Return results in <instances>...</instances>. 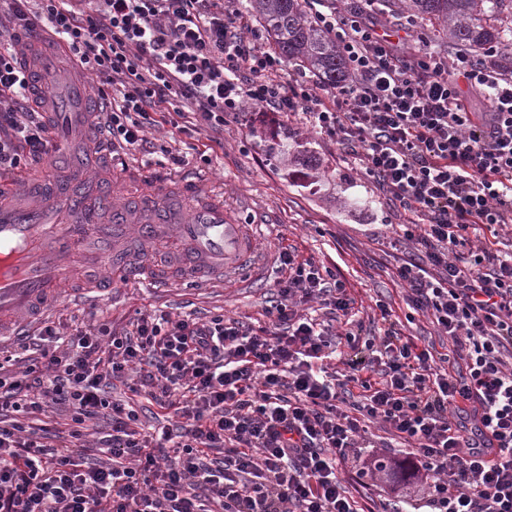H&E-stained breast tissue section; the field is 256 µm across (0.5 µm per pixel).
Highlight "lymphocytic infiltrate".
Masks as SVG:
<instances>
[{
    "label": "lymphocytic infiltrate",
    "mask_w": 512,
    "mask_h": 512,
    "mask_svg": "<svg viewBox=\"0 0 512 512\" xmlns=\"http://www.w3.org/2000/svg\"><path fill=\"white\" fill-rule=\"evenodd\" d=\"M0 46V172L39 170L58 127L31 94L21 35L44 25L64 60L99 80L86 123L134 151L147 129L223 128L256 109L264 123L303 114L404 211L394 242L414 246L397 276L406 303L445 334L451 354L413 338L341 332L329 370L328 326L298 314L318 300L349 313L341 280L281 249L267 327L217 315L202 322L142 313L131 331L60 333L18 374L0 372V512H364L341 476L349 457L371 467L369 421L415 444L413 474L435 512H512V69L501 52L452 60L400 52L367 8L305 0L336 40L346 82L329 86L266 48L233 0H8ZM487 103L473 111L468 93ZM34 341V342H35ZM464 370H456V360ZM174 413L154 432L114 400L115 381ZM68 409L66 434L39 421ZM96 446L88 428L99 417Z\"/></svg>",
    "instance_id": "lymphocytic-infiltrate-1"
}]
</instances>
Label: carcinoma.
Here are the masks:
<instances>
[{
  "label": "carcinoma",
  "mask_w": 512,
  "mask_h": 512,
  "mask_svg": "<svg viewBox=\"0 0 512 512\" xmlns=\"http://www.w3.org/2000/svg\"><path fill=\"white\" fill-rule=\"evenodd\" d=\"M380 11H408L448 38L452 48L475 55L489 45L512 43V0H379ZM255 17L287 62L334 85L346 77L336 42L314 26L303 0H253Z\"/></svg>",
  "instance_id": "1"
}]
</instances>
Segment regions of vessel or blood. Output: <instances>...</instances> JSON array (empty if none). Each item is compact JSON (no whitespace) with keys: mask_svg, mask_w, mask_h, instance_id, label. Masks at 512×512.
I'll return each instance as SVG.
<instances>
[{"mask_svg":"<svg viewBox=\"0 0 512 512\" xmlns=\"http://www.w3.org/2000/svg\"><path fill=\"white\" fill-rule=\"evenodd\" d=\"M66 105L91 112L98 101L86 82H74L64 98ZM98 167L96 155L84 160L67 191L30 192L28 202L18 205L0 197V335L22 333L28 322L71 276L70 260L89 246L100 233L94 217L85 215L82 189ZM184 204L175 213L159 212L145 223L133 205L132 196L120 195L103 186L101 196L112 209L115 237L111 246L100 247L103 272L93 282L98 299H108L115 287L142 284L170 287L172 281L150 261L133 262L117 257L124 239L142 242L173 240L180 249L179 270L185 282L208 284L224 270V260H245L249 254L239 225L233 224L223 204L203 194L197 181L184 183Z\"/></svg>","mask_w":512,"mask_h":512,"instance_id":"obj_1","label":"vessel or blood"}]
</instances>
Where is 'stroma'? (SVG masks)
<instances>
[{
  "mask_svg": "<svg viewBox=\"0 0 512 512\" xmlns=\"http://www.w3.org/2000/svg\"><path fill=\"white\" fill-rule=\"evenodd\" d=\"M407 14L377 15L382 31L402 39L403 52L421 46L427 34L431 51L452 58L446 38L427 32L424 24L407 27ZM251 112L228 117L220 133L195 127L178 130L168 125L149 129L146 137L154 152L135 151L123 164L104 165L101 182L121 193L135 194L151 182H164L168 193H180L184 178L202 177L224 201L228 215L239 223L244 241L252 251L251 262L238 269L234 260L224 262L223 279L202 288L113 289L111 299L91 302L86 290L101 272L96 248L78 255L77 277L45 308L44 316L61 329L103 311L116 331L129 329L138 312L160 309L178 319L190 316L202 321L216 315L237 319L253 327L267 326L274 299L273 285L284 272L276 262L281 248L302 259L328 267L345 282L353 298L354 318L371 332L387 328L413 336L419 345H434L447 353L448 339L438 334L427 317L407 320L404 290L393 272L406 253L379 247L374 237L389 233L391 225L406 216L379 187L344 162L334 141L320 136L296 116L260 127L249 136ZM183 156L171 164L168 148ZM392 310L391 322L381 319L376 301ZM369 512H432L413 489L394 496L391 484L375 477H354L350 487Z\"/></svg>",
  "mask_w": 512,
  "mask_h": 512,
  "instance_id": "1",
  "label": "stroma"
}]
</instances>
